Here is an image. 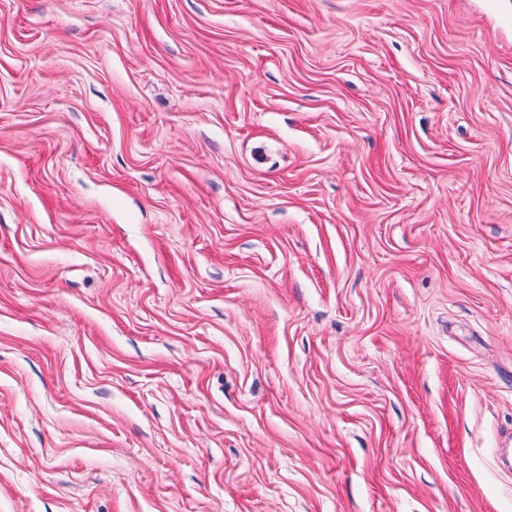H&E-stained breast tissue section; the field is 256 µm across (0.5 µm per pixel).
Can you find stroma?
<instances>
[{
    "mask_svg": "<svg viewBox=\"0 0 512 512\" xmlns=\"http://www.w3.org/2000/svg\"><path fill=\"white\" fill-rule=\"evenodd\" d=\"M512 0H0V512H512Z\"/></svg>",
    "mask_w": 512,
    "mask_h": 512,
    "instance_id": "stroma-1",
    "label": "stroma"
}]
</instances>
